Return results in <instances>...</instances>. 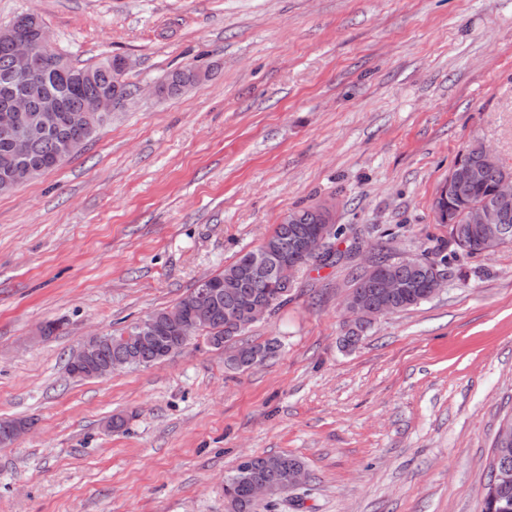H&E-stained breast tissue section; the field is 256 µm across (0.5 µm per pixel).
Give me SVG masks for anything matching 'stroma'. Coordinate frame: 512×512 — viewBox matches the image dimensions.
<instances>
[{
  "label": "stroma",
  "instance_id": "1",
  "mask_svg": "<svg viewBox=\"0 0 512 512\" xmlns=\"http://www.w3.org/2000/svg\"><path fill=\"white\" fill-rule=\"evenodd\" d=\"M79 66L129 57L133 92L78 155L0 195V512H225L243 457L308 472L277 512H481L512 412V244L344 351L356 266L303 268L229 369L197 336L75 381L71 354L173 306L290 209L336 205L374 256L448 239L433 202L483 143L512 168V0H0ZM208 76L152 95L188 64ZM58 323L52 336L37 332ZM122 429L106 426L109 418Z\"/></svg>",
  "mask_w": 512,
  "mask_h": 512
}]
</instances>
